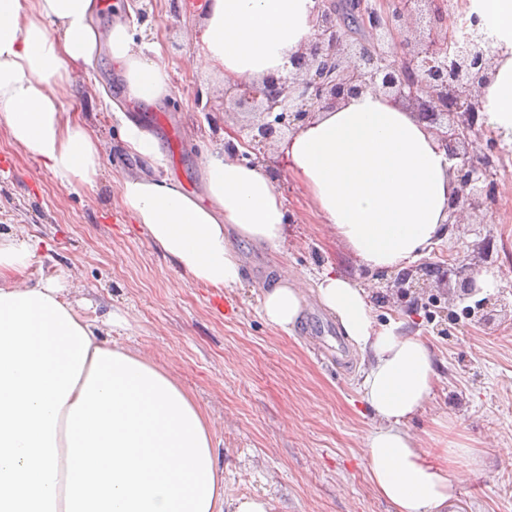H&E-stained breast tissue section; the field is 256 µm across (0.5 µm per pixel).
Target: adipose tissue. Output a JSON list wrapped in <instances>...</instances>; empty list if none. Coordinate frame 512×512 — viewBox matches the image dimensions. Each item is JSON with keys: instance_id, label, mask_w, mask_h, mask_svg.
I'll return each instance as SVG.
<instances>
[{"instance_id": "adipose-tissue-1", "label": "adipose tissue", "mask_w": 512, "mask_h": 512, "mask_svg": "<svg viewBox=\"0 0 512 512\" xmlns=\"http://www.w3.org/2000/svg\"><path fill=\"white\" fill-rule=\"evenodd\" d=\"M316 0H206L192 32L201 71L224 82L281 74L315 34ZM484 28L495 73L484 95L487 125L512 148V0H469ZM95 0H0V127L63 186L92 183L103 146L62 99L76 68L107 50L128 99L150 106L170 91L158 43L136 45L121 19L99 30ZM129 153L163 165L157 137L122 117ZM287 167L322 223L373 270H400L448 236V159L412 112L374 88L317 112L282 144ZM202 193L168 177L129 175L123 208L196 283L217 291L242 282L235 239L278 247L288 213L261 166L223 147L204 157ZM35 255L0 235V512H269L263 498L224 502L210 421L150 359L99 341L51 278L30 283ZM334 315L365 365L362 400L376 420L361 453L372 489L394 512H446L457 497L447 449L430 460L409 432L437 378L433 352L402 322L376 325L366 288L330 268L313 287L271 269L261 315L283 331L308 297Z\"/></svg>"}]
</instances>
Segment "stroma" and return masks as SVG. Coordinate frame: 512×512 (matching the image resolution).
<instances>
[{
	"label": "stroma",
	"instance_id": "1",
	"mask_svg": "<svg viewBox=\"0 0 512 512\" xmlns=\"http://www.w3.org/2000/svg\"><path fill=\"white\" fill-rule=\"evenodd\" d=\"M126 2L123 20L137 37L161 43L158 61L171 74L165 104L139 115L158 136L165 165L131 156L119 118L104 107L107 97L126 100L105 52L63 100L64 111L105 143L94 185H61L0 131V234L40 243L27 279L67 276L66 298L99 327L102 341L150 354L194 397L214 427L225 500L260 496L270 512H393L371 489L361 455L374 420L362 401L354 346L345 344L340 359H331L340 329L316 302L289 333L260 314V285L270 268L304 284L336 268L368 288L378 323L405 321L433 346V396L408 428L435 456L454 445L474 449V457L448 469L458 481L461 512H512V149L500 152L497 202L487 222L450 228L447 241L420 259L427 265L459 253L465 266L447 281H429V298L412 300L398 297L386 286V271L360 265L329 233L270 144L288 209L287 240L278 248L238 241L246 257L242 282L212 293L133 224L119 183L138 169L197 191L207 151L250 116L225 112L223 81L192 66L202 52L191 32L203 0H182L176 10L171 0ZM479 272L497 283L483 321L467 316L477 298L459 288Z\"/></svg>",
	"mask_w": 512,
	"mask_h": 512
}]
</instances>
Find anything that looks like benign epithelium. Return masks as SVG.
<instances>
[{"label":"benign epithelium","instance_id":"7a95c632","mask_svg":"<svg viewBox=\"0 0 512 512\" xmlns=\"http://www.w3.org/2000/svg\"><path fill=\"white\" fill-rule=\"evenodd\" d=\"M447 5L448 0H350L363 28V37L354 40L336 0H317L314 40L289 57L286 74L224 86V111L258 116L236 135L245 151L237 152L229 141L224 149L272 175L273 161L260 148L296 133L314 112L333 108L372 85L391 100L411 105L445 152L455 185L448 223L465 224L472 215L487 221L500 138L478 119L493 61L479 32L480 17L470 14V32L461 39L448 26ZM462 262L459 254L429 269L407 268L388 287L401 297L424 296V276L440 281L450 264Z\"/></svg>","mask_w":512,"mask_h":512}]
</instances>
